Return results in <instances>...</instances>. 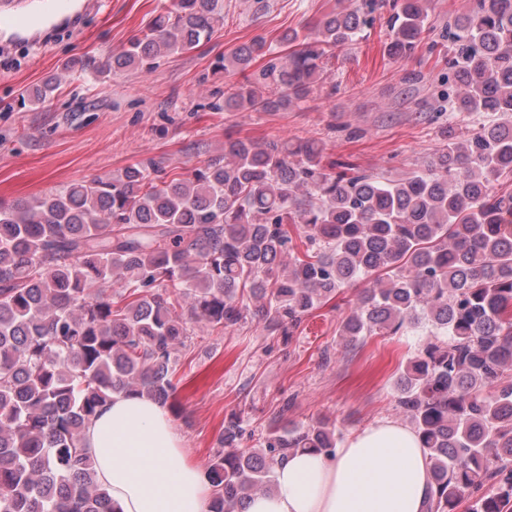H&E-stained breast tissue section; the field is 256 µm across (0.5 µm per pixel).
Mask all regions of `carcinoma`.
<instances>
[{"label": "carcinoma", "mask_w": 512, "mask_h": 512, "mask_svg": "<svg viewBox=\"0 0 512 512\" xmlns=\"http://www.w3.org/2000/svg\"><path fill=\"white\" fill-rule=\"evenodd\" d=\"M430 0H401L388 53L409 58L430 30ZM374 0H337L284 32L258 36L219 68L264 67L224 89L226 112L302 103L329 53L356 40ZM224 23L219 0H173L112 69L152 68ZM454 112L496 120L440 130L424 167L400 175L323 161L314 140H230L192 174L149 160L29 200L0 204V512H115L84 432L117 394L166 406L188 322L224 330L261 317L288 336L302 318L363 283L340 335L427 329L403 365L396 406L424 448L429 512H512V0H475L448 21ZM118 277L121 291L106 292ZM224 422L209 461V512H242L274 488L288 454L329 455L327 422L271 430L237 446Z\"/></svg>", "instance_id": "carcinoma-1"}]
</instances>
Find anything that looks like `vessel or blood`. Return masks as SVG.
I'll use <instances>...</instances> for the list:
<instances>
[{
	"instance_id": "1",
	"label": "vessel or blood",
	"mask_w": 512,
	"mask_h": 512,
	"mask_svg": "<svg viewBox=\"0 0 512 512\" xmlns=\"http://www.w3.org/2000/svg\"><path fill=\"white\" fill-rule=\"evenodd\" d=\"M84 0H0V49L17 42L46 47L57 27H77Z\"/></svg>"
}]
</instances>
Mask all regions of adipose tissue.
Segmentation results:
<instances>
[{
	"label": "adipose tissue",
	"instance_id": "ef3b65f1",
	"mask_svg": "<svg viewBox=\"0 0 512 512\" xmlns=\"http://www.w3.org/2000/svg\"><path fill=\"white\" fill-rule=\"evenodd\" d=\"M84 444L117 512H208V477L153 399L113 396L88 425ZM430 492L417 435L382 419L332 457L290 454L276 468L274 490L254 495L245 512H426Z\"/></svg>",
	"mask_w": 512,
	"mask_h": 512
}]
</instances>
